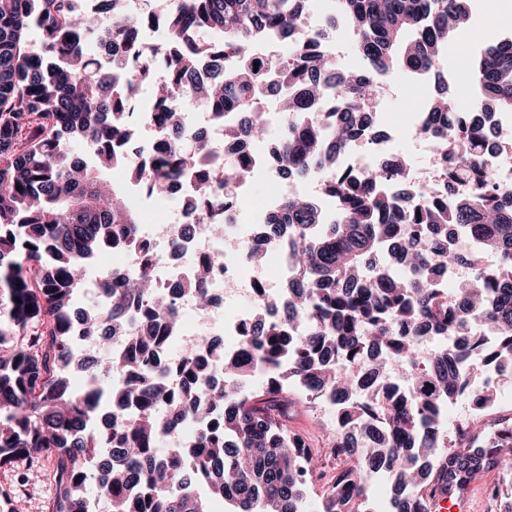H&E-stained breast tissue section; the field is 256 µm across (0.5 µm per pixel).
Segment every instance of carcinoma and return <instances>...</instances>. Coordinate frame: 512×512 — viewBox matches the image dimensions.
Wrapping results in <instances>:
<instances>
[{
    "instance_id": "cac0c4a2",
    "label": "carcinoma",
    "mask_w": 512,
    "mask_h": 512,
    "mask_svg": "<svg viewBox=\"0 0 512 512\" xmlns=\"http://www.w3.org/2000/svg\"><path fill=\"white\" fill-rule=\"evenodd\" d=\"M470 2L332 0L322 24L306 30L303 0H180L145 17L162 23L166 44L127 71L91 57L98 19L74 12L71 0H0V468L53 463L50 512H90L99 496L110 512H214L218 504L227 512H307L300 508L306 475L324 472L318 454L291 442L288 410L315 403L320 393L336 403L330 454L357 455L336 470L316 512H358L371 474L382 468L395 483L393 512H430L437 489L483 458L507 468L501 449L512 448L511 430L479 440L471 438L473 426H460L448 442L452 452L443 454L433 424L441 398H467L473 371L512 373V190L490 183L481 154L486 121L512 110V39L474 54L476 112L450 111L446 95L430 101L445 184L440 198L393 191L408 181L402 158L366 170L336 161L369 129L379 81L437 69L471 20ZM101 8L112 12L116 35L139 42L140 21L117 0ZM338 18L355 30L367 67L331 87L321 75L338 64L315 47ZM35 31L37 49L28 40ZM273 32L303 64L291 55L257 56L254 46ZM202 62L223 77L198 80ZM144 86L174 127L163 154L127 165L149 193L165 196L173 183L196 176L197 203L220 198L206 176L205 149L182 147L175 100L212 106L223 123L224 113L256 112L261 97L272 95L281 99L285 128L224 123V138H276L284 174L321 171L324 192L338 206L334 224L307 197L287 200L268 217L264 238L271 243L295 226L293 285L278 317L248 330L237 355L213 345L221 386L194 347L176 366L158 360V324L177 312L157 282L135 215L101 176L122 163L118 148L135 135L133 92ZM326 108L328 122L315 123L313 113ZM76 145L90 159L76 156ZM116 242L133 252L136 275L115 288L118 274L97 271L99 303L77 309V283ZM484 250L499 255L496 267L482 268ZM436 261L472 275L450 296L435 281ZM208 276L203 264L182 285L201 307L210 301ZM132 314L140 332L127 337L125 352L92 367L80 363L70 320L85 336L109 338L125 334ZM306 317L316 327L303 336ZM475 322L494 332L493 342ZM438 333L464 341L444 349L434 341ZM391 362L410 369L406 389L385 382ZM74 367L84 373L80 389L71 383ZM259 372L265 386L241 393ZM290 379L315 397H284ZM114 404L135 407L133 419L101 424L100 411ZM160 405L169 407L164 419L155 414ZM215 411L223 416L198 433L194 447L160 448L186 421Z\"/></svg>"
}]
</instances>
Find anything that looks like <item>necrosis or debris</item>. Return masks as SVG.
<instances>
[{"instance_id": "1", "label": "necrosis or debris", "mask_w": 512, "mask_h": 512, "mask_svg": "<svg viewBox=\"0 0 512 512\" xmlns=\"http://www.w3.org/2000/svg\"><path fill=\"white\" fill-rule=\"evenodd\" d=\"M76 11L96 15L100 37L93 46L95 54L122 59L131 63L133 55L123 40L112 33V16L100 8V0H73ZM132 119L139 133L141 148L135 157L146 160L159 156L168 141V128L159 123L153 99L141 98L133 109ZM177 119L183 131L188 149H195L198 142H205L210 158L221 161L240 157L249 163V173L244 183L234 185L235 199L226 210H211L204 206L186 207L179 199L194 192L191 183L172 186L167 200L157 199L143 193L138 184H130L126 193L131 205L139 210L142 222L139 226L143 239L151 242L152 261L158 279L174 303L177 317L174 325H165L161 333L167 338L163 355L167 363L179 361L186 344L199 346L208 352L212 341H219L225 354L236 355L241 338L258 320L254 287L267 282L266 266L250 263L251 250H262L275 261L280 277L292 278L283 245H272L260 239L257 228L265 224L274 211L279 210L283 200L307 196L315 199L327 223H335L338 217L336 200L323 195V177L319 172L308 176H284L282 164L276 156L267 154L262 143L240 138L228 143L224 140V127L214 122L212 113L205 111L181 112ZM398 155L397 139H383L374 134H361L349 141L346 151L339 156V163L364 168L384 158ZM255 181L265 182L269 194L256 205L244 208L240 199L247 194L246 186ZM227 224L231 231L225 236H216L212 225ZM185 224L196 225L194 236L185 240L179 251H172V235ZM210 263L209 291L212 303L198 307L193 296L182 291L180 285L188 279L197 265Z\"/></svg>"}]
</instances>
